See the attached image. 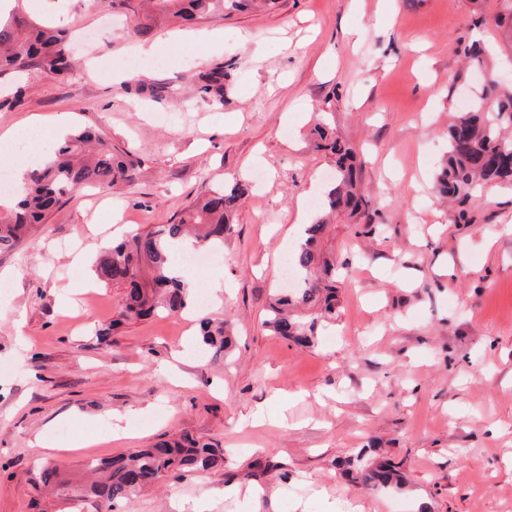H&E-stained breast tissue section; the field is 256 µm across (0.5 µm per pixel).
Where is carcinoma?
<instances>
[{"label":"carcinoma","mask_w":512,"mask_h":512,"mask_svg":"<svg viewBox=\"0 0 512 512\" xmlns=\"http://www.w3.org/2000/svg\"><path fill=\"white\" fill-rule=\"evenodd\" d=\"M153 12L171 15L184 22L199 17L222 15L225 10L253 7L254 0H148ZM494 25L503 42L512 48V0H501ZM72 69L67 35L62 31L33 30L27 21L14 18L0 24V74L22 72L29 76L66 77ZM203 101L218 105L224 101V69L217 66L195 79ZM492 99L494 109L483 107V97ZM512 89L491 82L467 112L448 124L447 155L436 178L439 196L459 207L458 219L468 222L465 205L485 184L512 185ZM312 134L318 149H328L336 158V182L324 193L321 209L302 230L301 242L291 255V267L298 287L280 288L268 303L264 326L274 334L311 346L319 320L336 315V263L326 246L330 217L349 211L354 217L367 204L361 182L353 169L351 148L341 146L334 129L318 123ZM138 161L131 155L118 156L103 138L91 130H79L58 146L42 166L28 173L14 209L0 217V250H8L36 224H43L49 212L68 194L92 186H112L135 181ZM247 187L236 181L226 183L197 198L172 224L137 232L108 249L98 260V281L124 289L117 326L125 321L148 318L159 312H182L196 306V295L185 287L172 245L189 237L202 249L224 245L234 231L233 215L246 203ZM202 345L211 360L228 355L234 337L227 322L212 325L202 320ZM224 464V449L203 443L189 435L175 442L161 441L126 456L94 460L87 469L94 480L82 487L84 497L95 500L101 512H113L121 502L131 500L162 477L181 479L187 472H207ZM365 486H401L400 475L386 467L356 469ZM37 484L63 494L73 482L60 467L48 466L38 472Z\"/></svg>","instance_id":"obj_1"}]
</instances>
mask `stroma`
Returning <instances> with one entry per match:
<instances>
[{
    "label": "stroma",
    "instance_id": "obj_1",
    "mask_svg": "<svg viewBox=\"0 0 512 512\" xmlns=\"http://www.w3.org/2000/svg\"><path fill=\"white\" fill-rule=\"evenodd\" d=\"M497 3L268 0L184 26L99 0H17L27 22L84 41L65 79L0 76L25 89L0 133L37 118L58 143L66 113L139 167L133 183L65 197L0 252V512H89L77 494L36 490L39 467L77 473L184 433L223 448L224 467L161 478L123 512H512V189L487 187L476 223L457 224L433 188L448 119L482 84L463 47L483 41L512 87ZM213 30L220 46L201 38ZM137 44L156 48L132 74L159 98L115 78ZM218 63L215 106L191 77ZM322 112L357 151L369 217H336L328 245L348 275L335 319L304 348L262 322L296 222L333 179L310 135ZM233 178L250 195L203 276L202 316L131 321L97 341L123 294L96 281L97 255ZM203 316L233 322L226 362L195 355ZM40 435L51 447L36 446ZM361 460L392 463L402 486L352 482ZM230 484L264 494L231 497Z\"/></svg>",
    "mask_w": 512,
    "mask_h": 512
}]
</instances>
